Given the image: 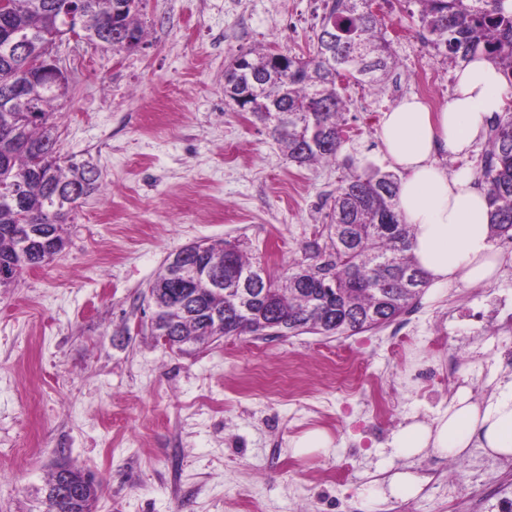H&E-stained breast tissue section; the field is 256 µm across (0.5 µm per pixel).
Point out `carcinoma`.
Listing matches in <instances>:
<instances>
[{
    "label": "carcinoma",
    "instance_id": "carcinoma-1",
    "mask_svg": "<svg viewBox=\"0 0 512 512\" xmlns=\"http://www.w3.org/2000/svg\"><path fill=\"white\" fill-rule=\"evenodd\" d=\"M140 0H8L0 13V187L22 184L19 197L0 196V289L14 287L22 273L52 261L65 247L63 225L70 213L98 191L100 174L88 162L63 160L57 126L48 111L59 95L46 76L32 97L13 94L20 58L41 55L45 41L75 35L114 52L139 46L135 20ZM374 0H325L322 24L309 54L289 51L242 53L224 76V95L263 123L288 160L299 167L335 162L347 133L341 82L385 89L398 69ZM435 56L452 68L482 55L512 88V0H406ZM80 11L82 26L66 28L65 13ZM350 172L331 196L328 241L310 245L308 263L288 279L268 278V303L238 311L236 294L216 296L199 285L170 282L168 269L152 287H170L197 315L163 308L153 332L187 351L215 336L258 335L283 322L289 334L316 331L354 335L389 325L407 312L428 287L411 252L415 232L397 209L399 177L347 160ZM487 189L492 238L512 239V105L494 116L486 149L475 171ZM194 261L224 270V288L238 287L232 270L246 273L254 262L236 251L225 264L222 249L192 254ZM224 315L217 328L206 311ZM67 466L48 480L42 512H93L101 485Z\"/></svg>",
    "mask_w": 512,
    "mask_h": 512
}]
</instances>
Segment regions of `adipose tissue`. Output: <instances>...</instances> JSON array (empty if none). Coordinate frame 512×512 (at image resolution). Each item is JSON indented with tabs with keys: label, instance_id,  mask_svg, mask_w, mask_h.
Listing matches in <instances>:
<instances>
[{
	"label": "adipose tissue",
	"instance_id": "obj_1",
	"mask_svg": "<svg viewBox=\"0 0 512 512\" xmlns=\"http://www.w3.org/2000/svg\"><path fill=\"white\" fill-rule=\"evenodd\" d=\"M452 95L440 109L407 97L383 112L379 138L401 174L398 208L415 236L412 252L434 287L493 283L502 258L490 233V208L471 171L447 175L439 158L465 157L490 117L503 111V78L494 64L475 57L456 72ZM512 455V380L500 383L485 407L455 397L432 425L411 424L393 445L405 456L428 447L460 454L471 443Z\"/></svg>",
	"mask_w": 512,
	"mask_h": 512
}]
</instances>
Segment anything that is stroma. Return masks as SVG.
Segmentation results:
<instances>
[{
    "label": "stroma",
    "mask_w": 512,
    "mask_h": 512,
    "mask_svg": "<svg viewBox=\"0 0 512 512\" xmlns=\"http://www.w3.org/2000/svg\"><path fill=\"white\" fill-rule=\"evenodd\" d=\"M323 15L324 0H143L138 48L59 46L61 155L96 165L102 188L71 215L65 250L0 294V512H39L37 490L60 460L101 484L97 512H461L470 499L466 471L451 495L386 491L397 472L447 471V454L402 457L391 442L456 395L404 386L398 339L470 337L458 375L481 386L485 406L512 343L490 308L512 296V240L497 242L492 284L427 288L395 322L353 336L247 335L178 355L145 324L148 288L190 243L229 241L284 276L326 234L344 158L389 170L376 137L383 111L408 96L434 110L447 102L448 67L413 41L416 19L386 13L400 91L346 89L341 160L289 162L225 98L224 72L250 50L307 53ZM341 361L386 378L382 397L341 392ZM314 428L330 448L296 453L293 439Z\"/></svg>",
    "instance_id": "stroma-1"
}]
</instances>
